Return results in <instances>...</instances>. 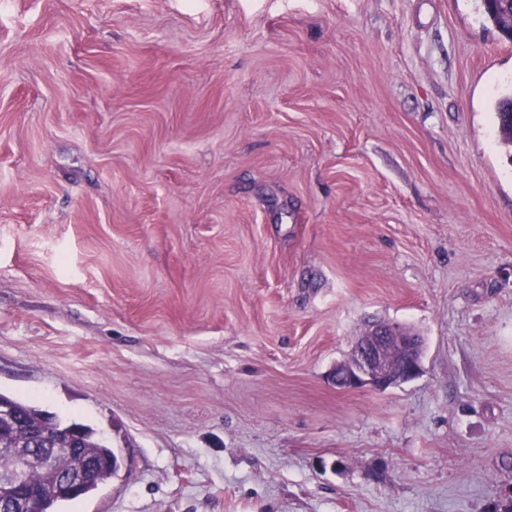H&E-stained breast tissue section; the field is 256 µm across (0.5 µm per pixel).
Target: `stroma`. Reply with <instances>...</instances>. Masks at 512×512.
Returning a JSON list of instances; mask_svg holds the SVG:
<instances>
[{
  "label": "stroma",
  "mask_w": 512,
  "mask_h": 512,
  "mask_svg": "<svg viewBox=\"0 0 512 512\" xmlns=\"http://www.w3.org/2000/svg\"><path fill=\"white\" fill-rule=\"evenodd\" d=\"M512 41L480 0H0V393L63 512H507ZM424 339L384 391L331 371ZM497 126L504 145L512 151V118L508 116L512 109V88L499 95L493 102ZM422 346L409 328L374 322L358 338L348 360L336 367L333 380L342 389L369 385L385 390L420 374ZM0 403L12 408L14 415L12 422H5L1 429V437L13 442H24L26 448H34L38 455L51 453L57 441L64 438L66 427L74 425L81 430L79 447H87V450L94 454L96 461H89L86 466L78 472L64 473L58 490L65 496L73 497L79 492L80 486L89 480L97 467V462L106 463L104 468L100 467L96 479L85 484L81 496H88L110 479L118 470L119 459L114 448L108 446L100 439L95 430L88 425L76 422L75 419L62 420L54 413H51L33 402H27L11 398L0 393ZM74 442H66L67 448H54L50 456H44L43 462L46 465H53L59 454L72 455ZM28 483L37 491L30 510L35 512H58L59 506L67 501H73L80 497L63 498L55 494L53 485L54 478L42 468L33 466L28 470Z\"/></svg>",
  "instance_id": "stroma-1"
}]
</instances>
